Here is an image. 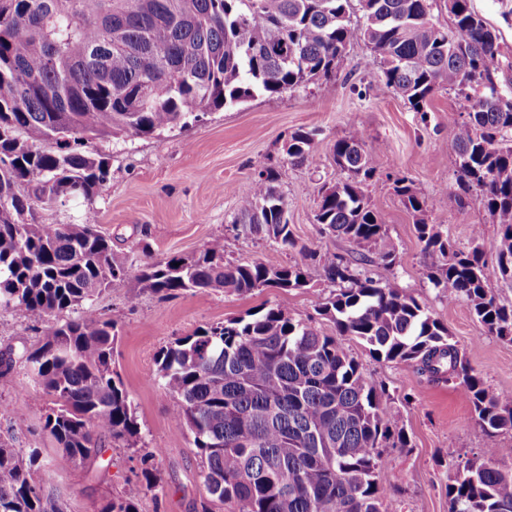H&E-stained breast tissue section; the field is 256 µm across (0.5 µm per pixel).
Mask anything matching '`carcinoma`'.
<instances>
[{
    "instance_id": "1",
    "label": "carcinoma",
    "mask_w": 512,
    "mask_h": 512,
    "mask_svg": "<svg viewBox=\"0 0 512 512\" xmlns=\"http://www.w3.org/2000/svg\"><path fill=\"white\" fill-rule=\"evenodd\" d=\"M434 0H0V307L44 326L37 347L0 353L21 360L52 407L44 429L57 445L52 465L95 459L102 438L130 448L140 440L132 401L112 367L116 325L97 315L50 322L112 285L133 280L162 297L188 291L250 293L304 288L306 260L336 286L318 305L335 334L278 306L197 328L157 357L155 380L171 399L170 417L193 435L204 495L195 512L220 502L231 512H399L379 480L385 449L406 448L399 412L344 346L351 337L386 362L412 361L429 378L454 380L482 429L512 432V393L492 394L460 356L427 304L396 284L358 271L334 253L299 244L283 220L280 171L260 165L235 223L264 233L305 262L271 267L224 263L216 239L192 257L143 264L116 258L91 205L110 177L91 139L150 137L186 127L256 94L279 96L336 74L347 49L372 51L371 82L421 112L444 88L465 115L454 141L459 190L433 205L452 211L465 196L499 224L493 249L512 282V64H502L499 32L472 0H445L452 25L432 22ZM312 131L288 140L290 166L315 165ZM346 178L320 192L323 229L360 246L386 236L363 184L373 152L359 129L333 145ZM394 191L416 213L428 203L408 180ZM88 208L70 224L40 213L66 202ZM435 287L465 302L488 334L512 340V304L489 287L481 232L461 248L435 226L416 224ZM159 451L140 458L139 477L161 488ZM39 452L0 438V512H62L37 480ZM449 512H512V467L482 460L452 464ZM97 512H137L110 494Z\"/></svg>"
}]
</instances>
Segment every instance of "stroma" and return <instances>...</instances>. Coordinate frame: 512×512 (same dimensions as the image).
I'll return each instance as SVG.
<instances>
[{"label":"stroma","instance_id":"35a3bbf8","mask_svg":"<svg viewBox=\"0 0 512 512\" xmlns=\"http://www.w3.org/2000/svg\"><path fill=\"white\" fill-rule=\"evenodd\" d=\"M375 68L369 47L359 42L348 49L334 80L311 83L279 97L260 95L208 113L187 128L152 137L122 134L90 140L89 150L107 157L111 166L110 180L93 203L97 226L111 236L114 253L130 262L149 255L192 256L219 239L228 263L253 259L272 267L295 263L297 252L245 233L235 222L258 164L272 160L281 166L288 222L300 243L349 260L369 256V263L361 267L363 273L425 300L489 391L512 392V341L488 334L466 304L449 301L447 293L434 287L415 230L422 219L467 247L473 230L481 229L489 286L508 304L512 286L500 280L491 248L497 224L472 201L457 210L439 207L420 215L407 209L393 191L397 177L408 178L415 193L428 201L456 190L453 144L460 116L452 110L454 99L440 90L424 111H414L393 90L371 85ZM357 128L365 132L366 146L375 154L376 173L364 191L387 226L383 241L365 247L324 233L315 220L319 187L335 185L344 177L333 161V145ZM300 129L315 134L318 166L284 163V146ZM388 248L399 257L392 267L378 259L380 250ZM306 270L309 287L285 293L275 288L246 294L208 290L162 300L140 290L134 281L113 282L82 309L117 325L114 361L140 425L137 447L107 439L96 462L62 472L50 469L55 443L42 430L50 402L21 363L0 373V437L18 448L40 449L37 476L64 512H96L101 497L109 492L131 497L138 512H194L203 493L199 457L190 432L173 424L169 396L154 380L157 355L197 327L262 306H282L293 317L312 320L324 334H333V323L317 313L332 287L317 263L308 262ZM40 337L39 326L20 309H0V351L33 348ZM345 345L366 377L384 385L394 397L408 435V447L386 450L381 473L402 512H448L447 486L457 457L473 458L492 447L498 461L512 467V432L487 436L456 382H431L413 365L377 360L358 340H346ZM24 399L29 407L20 418L15 406ZM151 450L158 453L155 464L164 486L158 497L137 478L140 457Z\"/></svg>","mask_w":512,"mask_h":512}]
</instances>
